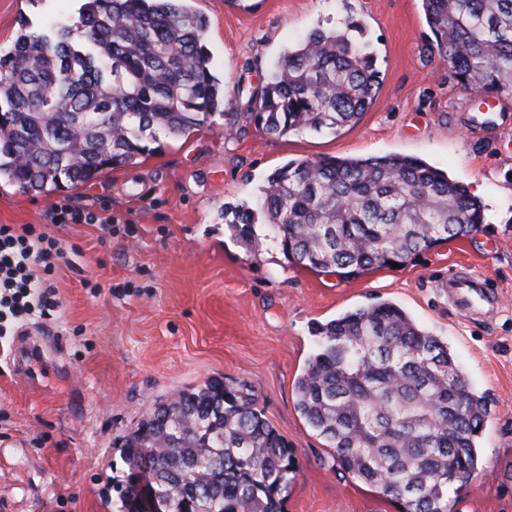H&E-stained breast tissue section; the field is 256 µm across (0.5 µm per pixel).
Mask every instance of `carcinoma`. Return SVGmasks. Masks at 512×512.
<instances>
[{"instance_id":"cac0c4a2","label":"carcinoma","mask_w":512,"mask_h":512,"mask_svg":"<svg viewBox=\"0 0 512 512\" xmlns=\"http://www.w3.org/2000/svg\"><path fill=\"white\" fill-rule=\"evenodd\" d=\"M433 49L466 89L512 99V0H421ZM21 21L0 50V182L38 194L138 163L162 137L187 136L224 110L206 20L184 0H86L77 36ZM380 72L346 30L286 48L255 119L269 135L339 130L372 104ZM288 261L350 280L406 263L483 223L481 204L409 156L292 160L231 226L252 240L254 211ZM295 381L297 408L353 477L402 512H452L456 472L477 468L488 417L448 343L391 302L321 324ZM255 395L216 379L142 419L112 478L116 512H282L295 452Z\"/></svg>"}]
</instances>
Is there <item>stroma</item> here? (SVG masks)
Returning <instances> with one entry per match:
<instances>
[{
	"label": "stroma",
	"mask_w": 512,
	"mask_h": 512,
	"mask_svg": "<svg viewBox=\"0 0 512 512\" xmlns=\"http://www.w3.org/2000/svg\"><path fill=\"white\" fill-rule=\"evenodd\" d=\"M207 17L211 70L224 112L211 126L161 140L136 166L49 195L0 183V224H47L69 203L112 215V231L53 227L66 261L57 319L31 325L0 361V512H112L122 445L156 405L211 379L249 390L288 441L298 474L284 512H401L341 469L296 407L294 382L318 324L392 301L441 336L490 410L477 470L454 512H512V105L478 104L432 50L421 0H190ZM47 29L75 21L73 0H0V48L20 18ZM355 23L381 84L359 122L339 132L271 136L250 114L289 45ZM413 156L464 183L485 208L471 235L354 280L289 263L255 224L253 241L224 219L252 203L292 159ZM480 272L494 311L465 315L441 281Z\"/></svg>",
	"instance_id": "stroma-1"
}]
</instances>
